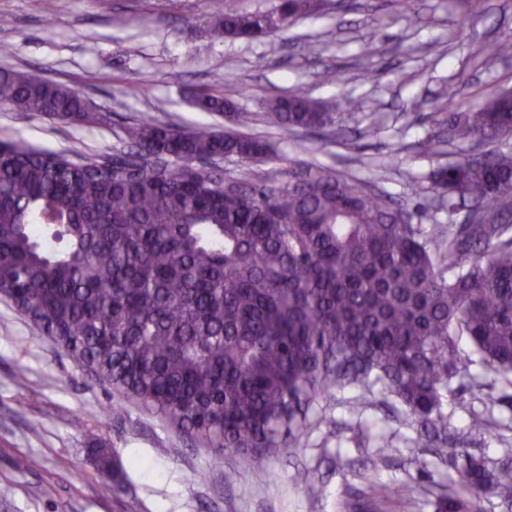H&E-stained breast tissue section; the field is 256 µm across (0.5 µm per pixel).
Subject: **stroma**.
Instances as JSON below:
<instances>
[{"label": "stroma", "instance_id": "35a3bbf8", "mask_svg": "<svg viewBox=\"0 0 512 512\" xmlns=\"http://www.w3.org/2000/svg\"><path fill=\"white\" fill-rule=\"evenodd\" d=\"M326 2L276 36L247 42L213 37L210 21L224 0H0V68L77 88L104 116L79 126L0 103V140L109 154L124 148L125 127L144 112L181 127L224 128L223 116L192 108L193 87L256 113L302 86L316 99H360L358 112L341 117L346 145L282 140L254 122L246 133L267 138L275 159L246 168L231 158L225 168L282 184L296 163L368 180L374 164L389 162L385 190L416 203L408 180L429 185L442 160L412 145L445 121L433 111L443 84L454 85L458 105L512 90V57L494 54L512 39V0H478L465 23L456 0ZM326 71L336 80L323 81ZM358 394L322 396L300 447L280 449L228 487L214 449L92 376L0 298V512H342L349 494L371 483L415 487L411 505L389 512H435L426 487L458 479L457 469L415 447L412 429L386 404L352 410ZM472 408L491 409L496 430L471 431ZM443 413L459 456L512 461V386L496 384L488 398L451 383ZM386 440L394 454L372 464ZM98 448L110 453L112 472L100 468ZM303 469L316 473L314 485L298 481ZM115 477L122 491L103 495Z\"/></svg>", "mask_w": 512, "mask_h": 512}]
</instances>
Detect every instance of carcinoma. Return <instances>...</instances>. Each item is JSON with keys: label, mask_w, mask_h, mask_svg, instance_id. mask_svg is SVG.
I'll use <instances>...</instances> for the list:
<instances>
[{"label": "carcinoma", "mask_w": 512, "mask_h": 512, "mask_svg": "<svg viewBox=\"0 0 512 512\" xmlns=\"http://www.w3.org/2000/svg\"><path fill=\"white\" fill-rule=\"evenodd\" d=\"M322 9V0H278L270 12L231 5L218 38L254 40ZM199 112L250 119L207 88L189 94ZM0 102L63 123L96 111L76 89L0 71ZM304 89L266 104L264 123L283 138L337 134V109ZM512 133V99L495 94L448 114L446 134L417 144L461 159L437 172L460 193L441 199L469 222L446 237L424 212L382 189L392 167L360 181L318 165L273 186L233 175L224 159L261 162V137L208 126H171L144 114L125 128L112 165L80 149L54 152L0 141V296L69 353L89 359L126 398L219 449L224 484L297 448L313 402L355 386L353 404L378 395L442 462L456 465L443 414L448 384L467 364L466 337L490 372L512 380V150L468 153L475 140ZM474 432L491 415L472 412ZM512 497V464L471 457L460 485L438 487L449 512L463 493ZM347 512H385L362 494Z\"/></svg>", "instance_id": "cac0c4a2"}]
</instances>
